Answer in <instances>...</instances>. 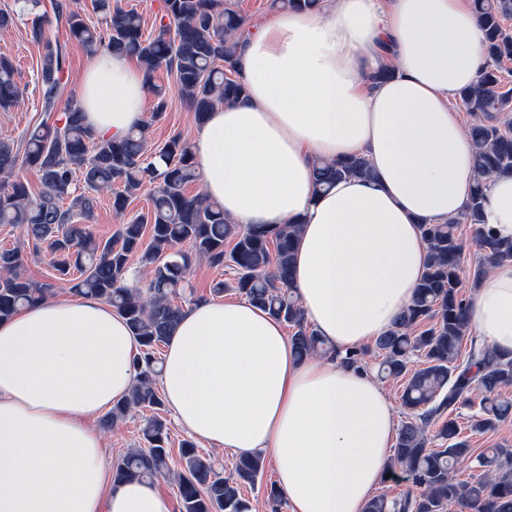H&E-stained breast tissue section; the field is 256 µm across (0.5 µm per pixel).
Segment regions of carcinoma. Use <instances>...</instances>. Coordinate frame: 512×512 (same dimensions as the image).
<instances>
[{"instance_id": "carcinoma-1", "label": "carcinoma", "mask_w": 512, "mask_h": 512, "mask_svg": "<svg viewBox=\"0 0 512 512\" xmlns=\"http://www.w3.org/2000/svg\"><path fill=\"white\" fill-rule=\"evenodd\" d=\"M39 4L40 0H25V11L33 14L31 38L42 47V105L51 112L63 83L65 57L60 45L45 35V23L35 14ZM473 5L486 32L487 67L459 101L473 117L468 132L475 145V189L457 217L420 225L429 250L426 273L411 305L375 341L380 357L377 375L403 380V420L390 449V472L393 477L403 475L411 489L392 499L374 497L363 512H512V452L495 448L475 453L461 436L459 423L465 408H477L469 421L471 430L479 433L512 416V400L503 395L512 386V355L499 354L470 335L469 300L461 292L464 273L475 286L495 266L512 259V239L499 238L480 223L486 180L512 172V123H500L512 112V90L503 89L500 76V64L512 60V31L505 26L512 18V0H473ZM55 9L70 37L89 50L131 56L150 79L160 68L173 72L176 91L191 106L199 125L216 107L244 94L237 57L239 35L248 22L228 0H163L148 34L135 10L112 0H93L99 23L75 0H59ZM16 75L11 59L0 55V112L10 111L22 97ZM148 91L156 99L151 115L155 122L165 114L167 99L152 82ZM147 128L145 124L120 141L101 137L85 124L80 105L71 102L53 124L26 132L24 152L0 140V224L21 227L35 250L43 247L49 252L56 279L68 282L75 294L111 305L126 318L142 346L136 385L105 417L112 427L134 409L151 411L142 442L112 465L117 482L154 480L170 473L158 350L183 310L177 299L188 287L191 256L228 269L230 278L216 281L213 295L233 290L291 327L290 339L299 357L335 353L307 322L294 290L298 225L258 228L229 223L224 210L204 194L190 196L185 191L187 184L200 179L190 142L176 134L153 150ZM20 168L34 172L39 190L19 175ZM373 176L363 156L318 161L313 167L319 192L343 178ZM79 181L84 184L81 192L76 188ZM147 187V211L129 215L135 195ZM103 194L123 218L105 241L96 237L91 225L79 223L91 218ZM460 224L469 225L477 248L468 269L466 241L457 232ZM185 244L191 252L182 250ZM135 258L152 266L143 288L128 282ZM23 267L19 247L0 248V320L52 295V283L30 279ZM178 455L174 481L181 512H251L241 489L262 477L265 455H239L226 476L192 440L181 442ZM464 461L480 468V474L458 480L455 468Z\"/></svg>"}]
</instances>
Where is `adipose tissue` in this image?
<instances>
[{
	"label": "adipose tissue",
	"instance_id": "obj_1",
	"mask_svg": "<svg viewBox=\"0 0 512 512\" xmlns=\"http://www.w3.org/2000/svg\"><path fill=\"white\" fill-rule=\"evenodd\" d=\"M473 0H321L241 37L246 94L192 140L202 191L232 223L297 224L294 286L337 351L298 358L282 324L244 299L184 308L161 392L195 438L271 456L289 512H363L384 481L394 408L343 354L370 346L412 302L428 261L418 224L446 222L474 186V143L455 103L487 66ZM391 69L384 80L380 69ZM147 73L89 55L85 121L123 139L145 119ZM364 156L376 178L326 191L313 163ZM482 221L512 238V174L488 179ZM469 324L512 353V261L480 282ZM140 345L90 296L19 308L0 322V512H175L155 483H116L93 422L137 382Z\"/></svg>",
	"mask_w": 512,
	"mask_h": 512
}]
</instances>
